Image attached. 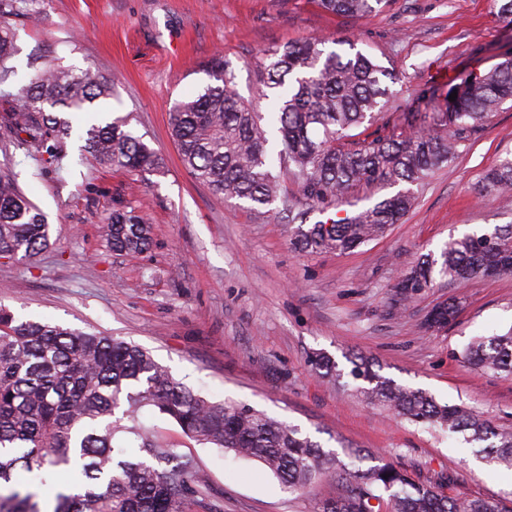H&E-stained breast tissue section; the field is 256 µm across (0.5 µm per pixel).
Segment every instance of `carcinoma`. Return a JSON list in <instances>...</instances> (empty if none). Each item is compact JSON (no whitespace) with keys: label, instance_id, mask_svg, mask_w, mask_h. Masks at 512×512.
<instances>
[{"label":"carcinoma","instance_id":"cac0c4a2","mask_svg":"<svg viewBox=\"0 0 512 512\" xmlns=\"http://www.w3.org/2000/svg\"><path fill=\"white\" fill-rule=\"evenodd\" d=\"M331 14L365 18L387 0H316ZM14 32L0 21V85L14 71ZM328 40L307 38L260 50L262 96L269 112L255 111L235 89L231 62L218 53L206 66L211 83L175 104L172 136L185 169L214 194L247 203L253 214L274 212L295 225L308 253L350 252L387 231L410 209L426 177L458 157L460 147L492 113L512 102V56L483 73L471 72L448 94L424 89L414 109L402 114L406 129L376 130L360 140L353 131L385 120L399 78L349 44L340 53ZM34 74L14 94L4 117L25 141L60 159L71 135L70 112L100 111L111 83L95 69L75 73L33 56ZM457 98L449 100V94ZM81 150L130 174L152 170L156 155L116 118L79 129ZM297 191H288L286 182ZM365 189L377 200L330 224L311 215L351 202ZM512 192V153L486 171L477 192ZM102 236L126 254L146 250L150 226L134 210L116 209ZM49 244L46 216L0 171V253L31 258ZM512 274V224L450 236L436 255L419 257L394 285L397 309L431 288L439 275L455 282ZM464 359L478 368L512 376V328L480 336ZM349 376L368 403L412 424H427L465 441L485 443L479 458L512 469V431L495 428L462 405L440 404L420 388L399 385L364 358L351 361ZM149 409L203 445L263 465L290 492L304 493L323 477L337 479L335 498L320 512H501L481 498L422 483L383 458L359 448L326 450L293 425L263 411L212 402L173 378L145 349L99 333L48 321L17 320L0 308V512H192L206 485L195 458L145 428ZM74 477L73 486L44 488L54 472Z\"/></svg>","mask_w":512,"mask_h":512}]
</instances>
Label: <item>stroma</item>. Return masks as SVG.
I'll use <instances>...</instances> for the list:
<instances>
[{
  "label": "stroma",
  "instance_id": "stroma-1",
  "mask_svg": "<svg viewBox=\"0 0 512 512\" xmlns=\"http://www.w3.org/2000/svg\"><path fill=\"white\" fill-rule=\"evenodd\" d=\"M39 22L13 0L0 19L16 32L10 66L25 83L31 53L93 67L112 82L108 119L154 149L156 169L130 175L106 167L68 139L61 162L29 147L0 121V164L47 217L49 245L35 258L0 257V307L20 320L100 332L151 352L172 376L212 401H232L297 425L335 449L345 443L383 456L420 482L448 476L453 491L512 512V470L474 467L471 444L397 419L354 390L349 358H368L395 383L442 404L482 413L512 430V377L476 369L462 352L477 336L512 327V274L465 283L437 279L403 312L392 286L418 257L449 235L512 223V196L476 194L483 174L512 151V104L472 135L458 159L425 181L411 210L379 240L354 251L307 254L290 225L213 195L182 167L171 135L175 103L208 84L203 65L223 52L239 95L257 111L259 50L311 36L355 40L392 69L398 122L414 92H446L468 73L512 52V23L493 0H389L363 19L327 13L315 0H39ZM134 208L151 226L139 254L113 252L100 233L116 208ZM453 301L455 321L428 331L423 317ZM336 374L315 373V354ZM145 425L195 457L208 482L203 505L218 512H319L334 498L324 478L289 493L255 461L237 460L185 437L162 416Z\"/></svg>",
  "mask_w": 512,
  "mask_h": 512
}]
</instances>
